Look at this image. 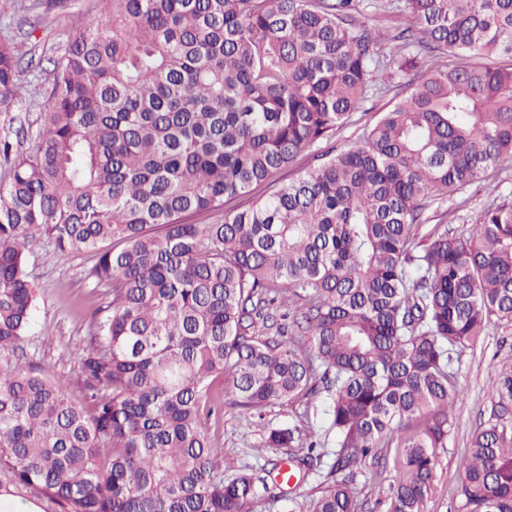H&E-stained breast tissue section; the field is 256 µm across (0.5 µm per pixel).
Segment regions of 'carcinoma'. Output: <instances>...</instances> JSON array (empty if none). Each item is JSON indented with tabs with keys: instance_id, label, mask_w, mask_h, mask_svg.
<instances>
[{
	"instance_id": "carcinoma-1",
	"label": "carcinoma",
	"mask_w": 512,
	"mask_h": 512,
	"mask_svg": "<svg viewBox=\"0 0 512 512\" xmlns=\"http://www.w3.org/2000/svg\"><path fill=\"white\" fill-rule=\"evenodd\" d=\"M363 1L378 8L100 0L96 23L69 34L37 145L0 187V353L31 323V230L61 257L94 253L110 301L77 354L83 402L47 367L0 365V496L29 491L55 512H252L265 479L249 466L224 478L208 423L226 404L260 416L322 394L326 429L265 441L299 479L322 478L284 512H362L350 483L394 439L388 512H427L454 366L492 318L512 322V205L467 237L419 228L432 202L512 162V65L493 63L512 59V0H396L395 35L367 24ZM20 60L0 43V104ZM395 77L412 90L363 146L319 151L269 197L224 210ZM200 212L214 221L187 222ZM490 388L508 410L512 369ZM462 473L459 512H512V423L477 431Z\"/></svg>"
}]
</instances>
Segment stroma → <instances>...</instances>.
Here are the masks:
<instances>
[{
	"mask_svg": "<svg viewBox=\"0 0 512 512\" xmlns=\"http://www.w3.org/2000/svg\"><path fill=\"white\" fill-rule=\"evenodd\" d=\"M99 14L98 0H0V42L22 45L32 65H20L16 72L20 88L18 97L0 107V137L13 146L14 153L34 149L36 134L45 109L43 95L30 96L29 86L49 89L53 81L52 61L63 55L67 35L75 29L91 25ZM407 92L405 86L394 87L382 98L366 101L350 124L337 130L333 146L348 150L363 145V132ZM497 183L496 191H488L486 182L465 187L459 198L432 204L427 221L419 228L428 235L434 225L445 224L455 231L470 233L490 205L512 204V175L490 172L487 182ZM95 262L93 253L81 250L59 257L45 240H37L28 257V268L36 284L32 322L20 346L0 355V360L16 369L39 364L51 365L56 375L66 377L73 401L82 395L76 383L77 366L70 354L75 346L85 345L94 322L100 316L107 296L104 287L96 285L88 272ZM512 366V323L492 321L487 333L474 347L465 350L454 370L460 397L453 407V426L446 448L440 449L436 465L434 491L427 512H458L461 482L460 459L473 434L496 422L501 409L489 390V376L494 368ZM323 399L291 403L267 408L263 418L228 406L224 420L214 438L224 450V473L233 475L247 466L260 467L266 457L260 449L269 429L288 426H313L324 429L327 417ZM397 442L385 444L379 460H367L363 475L352 484L355 497L377 502L376 512L384 506L389 489L401 476ZM375 474V484H368V474Z\"/></svg>",
	"mask_w": 512,
	"mask_h": 512,
	"instance_id": "35a3bbf8",
	"label": "stroma"
}]
</instances>
